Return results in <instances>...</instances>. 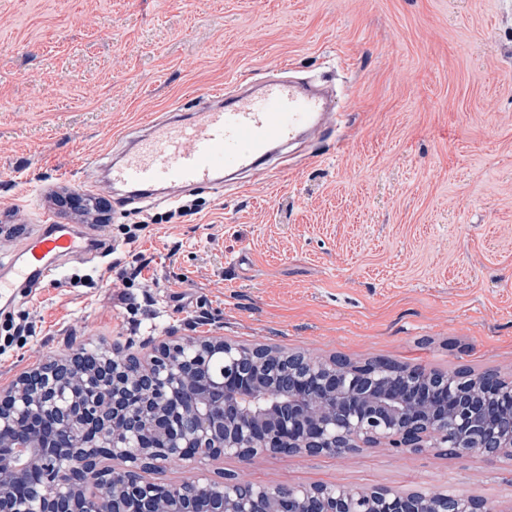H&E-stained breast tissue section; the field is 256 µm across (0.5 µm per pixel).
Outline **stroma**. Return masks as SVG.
Wrapping results in <instances>:
<instances>
[{
  "instance_id": "stroma-1",
  "label": "stroma",
  "mask_w": 512,
  "mask_h": 512,
  "mask_svg": "<svg viewBox=\"0 0 512 512\" xmlns=\"http://www.w3.org/2000/svg\"><path fill=\"white\" fill-rule=\"evenodd\" d=\"M284 64L329 81L342 118L270 179L121 206L99 181L114 141ZM87 181L115 248L17 299L36 333L0 348V389L91 341L146 361L185 337L512 380V0H0V225L77 223L50 197ZM198 472L512 512V460L482 454L221 456L145 479Z\"/></svg>"
}]
</instances>
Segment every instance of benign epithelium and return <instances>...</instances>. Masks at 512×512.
<instances>
[{
  "label": "benign epithelium",
  "instance_id": "1",
  "mask_svg": "<svg viewBox=\"0 0 512 512\" xmlns=\"http://www.w3.org/2000/svg\"><path fill=\"white\" fill-rule=\"evenodd\" d=\"M272 353L187 338L148 362L122 348L45 361L0 391V512H486L477 498L437 489L244 487L196 475L159 485L139 474L146 458L189 464L233 455L328 454L383 445L403 453L512 456V385L493 375L468 387L449 373L318 362L288 354L274 373L278 397L257 373ZM123 470L98 466L105 455Z\"/></svg>",
  "mask_w": 512,
  "mask_h": 512
}]
</instances>
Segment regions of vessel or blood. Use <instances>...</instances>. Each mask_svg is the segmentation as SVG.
Returning a JSON list of instances; mask_svg holds the SVG:
<instances>
[{
    "label": "vessel or blood",
    "instance_id": "b4317fda",
    "mask_svg": "<svg viewBox=\"0 0 512 512\" xmlns=\"http://www.w3.org/2000/svg\"><path fill=\"white\" fill-rule=\"evenodd\" d=\"M335 130V106L319 88L280 77L263 82L255 93L218 91L190 117H159L147 124L111 167L110 181L176 199L226 173L267 178L272 172L267 161L279 149ZM111 250L103 224L29 225L18 260L0 277V299H15L18 285L53 281L65 262L94 252L105 257Z\"/></svg>",
    "mask_w": 512,
    "mask_h": 512
}]
</instances>
